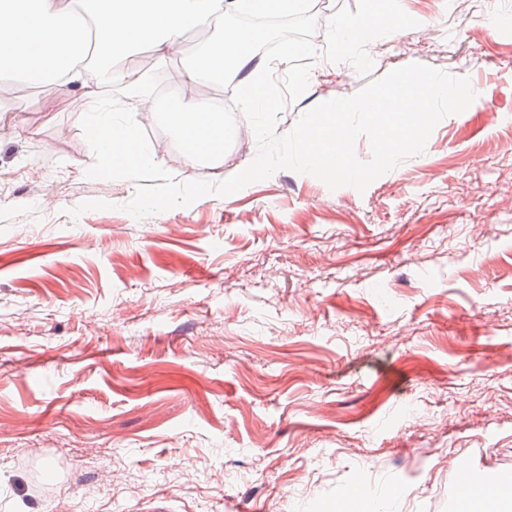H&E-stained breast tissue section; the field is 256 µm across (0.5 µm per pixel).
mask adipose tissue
Returning <instances> with one entry per match:
<instances>
[{
    "instance_id": "adipose-tissue-1",
    "label": "adipose tissue",
    "mask_w": 512,
    "mask_h": 512,
    "mask_svg": "<svg viewBox=\"0 0 512 512\" xmlns=\"http://www.w3.org/2000/svg\"><path fill=\"white\" fill-rule=\"evenodd\" d=\"M98 0H0V68L21 73L41 70L51 79L43 84L45 93L77 85L98 98L99 107L91 118L103 132L101 148L133 139L132 121L114 124L107 115L113 100L106 89L118 78L112 67L88 68V55L105 49L120 58L141 43H151L159 57L174 54L180 36L224 11L250 10L267 14L290 11L294 0H112L101 9ZM251 36L244 30L229 29L200 47L188 71V84L173 86L169 97L174 117L194 155L222 154L224 115L196 94L191 84H220L222 65L232 60L246 87H256V74L264 64L250 48Z\"/></svg>"
}]
</instances>
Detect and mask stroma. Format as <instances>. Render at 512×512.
Returning a JSON list of instances; mask_svg holds the SVG:
<instances>
[{
	"label": "stroma",
	"mask_w": 512,
	"mask_h": 512,
	"mask_svg": "<svg viewBox=\"0 0 512 512\" xmlns=\"http://www.w3.org/2000/svg\"><path fill=\"white\" fill-rule=\"evenodd\" d=\"M324 2L276 135L411 63L477 94L362 192L280 170L144 222L136 183L86 176L91 97L0 98V512H454L457 463L512 476V0ZM171 63L114 67L187 82ZM168 103L133 145L160 132L176 183L256 156L239 112L185 160Z\"/></svg>",
	"instance_id": "1"
}]
</instances>
